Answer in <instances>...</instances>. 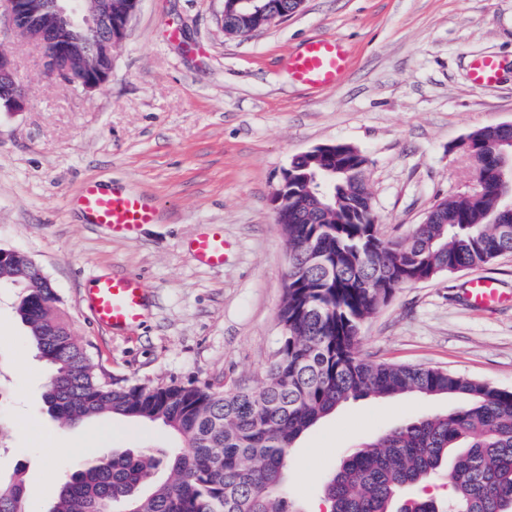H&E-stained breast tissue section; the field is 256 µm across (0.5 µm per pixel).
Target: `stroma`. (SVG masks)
Listing matches in <instances>:
<instances>
[{"label":"stroma","instance_id":"obj_1","mask_svg":"<svg viewBox=\"0 0 512 512\" xmlns=\"http://www.w3.org/2000/svg\"><path fill=\"white\" fill-rule=\"evenodd\" d=\"M340 39L349 64L334 87L294 81L289 54ZM28 93L0 112V248L28 255L49 278L76 339L121 385L255 389L276 359L288 247L272 197L293 156L348 143L370 158L378 231L406 241L439 200L469 191L460 148L472 131L512 123V0H303L291 16L239 38L224 32V0H141L112 75L86 91L50 78L39 50L0 29ZM502 62L478 88L473 60ZM137 193L158 209L132 236L87 223L84 186ZM219 233V266L190 243ZM137 274L142 324L94 323L84 296L95 277ZM504 301L471 303L473 280ZM21 288L0 286V412L12 429L0 475L21 471L28 512H49L59 475L106 451L172 447L156 422L120 416L67 425L43 400L50 371L16 313ZM369 362L434 367L512 389V256L396 289L361 327ZM456 397H368L339 407L293 448L285 485L309 512L352 450Z\"/></svg>","mask_w":512,"mask_h":512}]
</instances>
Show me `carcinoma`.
<instances>
[{
    "instance_id": "1",
    "label": "carcinoma",
    "mask_w": 512,
    "mask_h": 512,
    "mask_svg": "<svg viewBox=\"0 0 512 512\" xmlns=\"http://www.w3.org/2000/svg\"><path fill=\"white\" fill-rule=\"evenodd\" d=\"M494 136L511 141L512 128L468 135L481 189L438 201L405 243L373 234V197L359 177L370 160L359 148L291 160L294 189L276 212L290 258L282 332L257 389L117 386L76 340L28 256L0 266V282L23 289L16 312L51 369L44 401L55 419L108 413L160 421L179 440L106 452L71 469L49 512H300L285 490L300 436L350 400L404 393L452 395L461 405L350 451L325 481L330 512H392L402 488L444 466L449 501L417 498L402 512H512V390L437 368L366 362L356 352L362 324L395 289L512 255V213L504 211L497 164L482 150ZM312 251L329 271L310 266ZM25 501L21 479H0V512H26Z\"/></svg>"
}]
</instances>
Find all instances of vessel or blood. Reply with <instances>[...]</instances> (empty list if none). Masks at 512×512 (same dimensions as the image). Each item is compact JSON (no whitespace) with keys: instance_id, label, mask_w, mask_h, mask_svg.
I'll use <instances>...</instances> for the list:
<instances>
[{"instance_id":"obj_1","label":"vessel or blood","mask_w":512,"mask_h":512,"mask_svg":"<svg viewBox=\"0 0 512 512\" xmlns=\"http://www.w3.org/2000/svg\"><path fill=\"white\" fill-rule=\"evenodd\" d=\"M347 65L343 46L332 38L309 41L288 58L293 78L313 88L335 86ZM500 70L501 62L496 56L477 57L470 70L471 82L478 87L492 86ZM78 205L88 223L103 224L126 235L133 234L140 225L155 223L158 218L156 207L146 197L97 184L84 188ZM224 248L221 235L203 234L194 240L192 255L201 264L220 265L224 262ZM468 297L476 305L487 306L499 300L500 294L491 281L477 279L472 281ZM86 300L95 322L113 330L133 329L144 318L145 290L139 277L133 274L97 278Z\"/></svg>"}]
</instances>
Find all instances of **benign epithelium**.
<instances>
[{"label":"benign epithelium","mask_w":512,"mask_h":512,"mask_svg":"<svg viewBox=\"0 0 512 512\" xmlns=\"http://www.w3.org/2000/svg\"><path fill=\"white\" fill-rule=\"evenodd\" d=\"M121 15L112 12V0H0V18L8 20L21 37L39 47L46 59L50 77L67 84L95 90L112 74L114 53L122 43L127 27L141 0H127ZM255 24L242 37L272 23L278 12L267 0H234ZM27 92L14 79V62L6 48L0 49V108L20 112L27 105ZM509 142L492 138L483 146L499 162L500 173L509 170L512 156L506 154Z\"/></svg>","instance_id":"7a95c632"}]
</instances>
